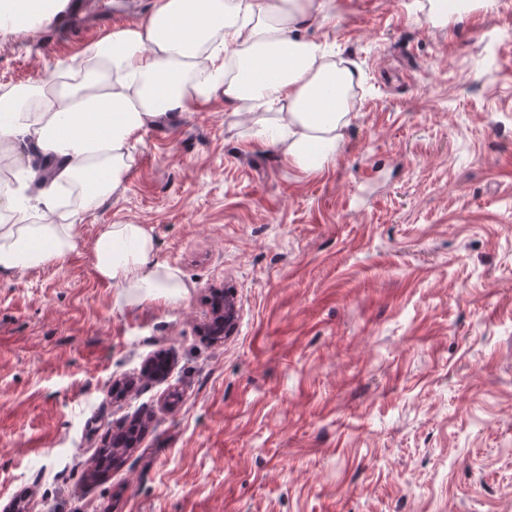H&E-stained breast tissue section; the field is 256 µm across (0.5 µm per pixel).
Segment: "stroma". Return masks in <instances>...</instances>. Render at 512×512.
<instances>
[{
    "mask_svg": "<svg viewBox=\"0 0 512 512\" xmlns=\"http://www.w3.org/2000/svg\"><path fill=\"white\" fill-rule=\"evenodd\" d=\"M427 6L336 0L309 29L361 72L327 168L215 97L142 131L64 261L0 275V512H512V39L488 38L512 7ZM112 28L0 37V87ZM121 223L184 301L116 305L93 244Z\"/></svg>",
    "mask_w": 512,
    "mask_h": 512,
    "instance_id": "35a3bbf8",
    "label": "stroma"
}]
</instances>
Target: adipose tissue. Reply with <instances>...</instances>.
<instances>
[{
	"mask_svg": "<svg viewBox=\"0 0 512 512\" xmlns=\"http://www.w3.org/2000/svg\"><path fill=\"white\" fill-rule=\"evenodd\" d=\"M44 2L0 0V34L35 35L48 17ZM335 20L336 0H156L143 21L112 30L51 79L1 91L0 157L18 162L29 146L53 168L29 169L37 197L0 192V272L64 261L83 213L123 184L136 135L218 94L289 165L332 164L359 73L303 31ZM65 187L77 189L78 202L62 211ZM35 205L45 223H30ZM93 252L118 305L186 297L146 225H105Z\"/></svg>",
	"mask_w": 512,
	"mask_h": 512,
	"instance_id": "ef3b65f1",
	"label": "adipose tissue"
}]
</instances>
